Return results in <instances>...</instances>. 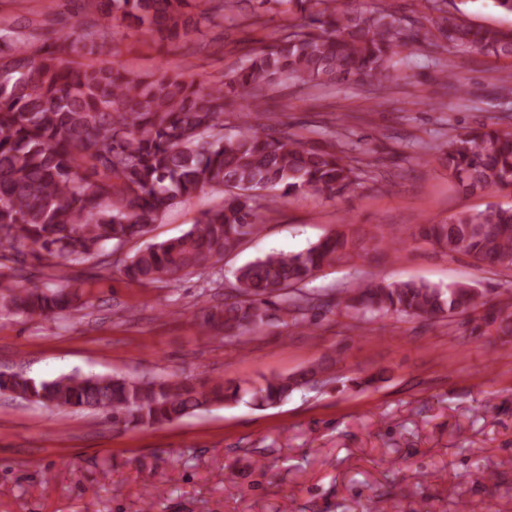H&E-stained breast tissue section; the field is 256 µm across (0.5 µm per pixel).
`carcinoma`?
I'll list each match as a JSON object with an SVG mask.
<instances>
[{
    "label": "carcinoma",
    "mask_w": 512,
    "mask_h": 512,
    "mask_svg": "<svg viewBox=\"0 0 512 512\" xmlns=\"http://www.w3.org/2000/svg\"><path fill=\"white\" fill-rule=\"evenodd\" d=\"M271 1L300 14L297 30L249 52L248 65L205 87L128 72L113 61L118 52L107 30L119 20L160 42L183 41L243 0H83L103 23L73 25L50 44H36L37 34L26 25L0 27V267L5 260L21 264L0 294L1 308L29 318L72 308L81 301L79 290H45L22 264L52 259L60 270L104 257L106 246L143 237L167 210L207 187L224 189V201L183 235L136 252L124 265L127 277L147 286L214 269L261 231L265 215L257 200L263 192L332 198L367 175L372 162L352 163L345 142L312 145L276 132L257 94L264 85L364 76L381 86L396 57L414 44L512 57V33L467 24L436 0H425L432 14L417 28L395 26L383 9L339 8L336 0H255L261 7ZM86 52L105 60L77 61ZM240 100L247 102V111L237 114L240 131L226 136L224 108ZM446 162L448 176L467 192L512 187V133L482 124L452 135ZM420 235L450 256L512 270V207L460 212L422 225ZM366 250L365 237L349 229L305 251L271 253L240 267L220 310L225 337L245 345L268 327L315 324L330 303L298 292L315 273ZM338 305L358 321L464 315L477 336L491 330L512 335V302L482 312L481 293L468 284L369 280L346 290ZM327 370L321 362L272 375L250 391L251 402L273 406L318 383ZM5 387L46 408L100 412L115 427L160 425L241 398L238 384L188 378L13 374Z\"/></svg>",
    "instance_id": "cac0c4a2"
}]
</instances>
